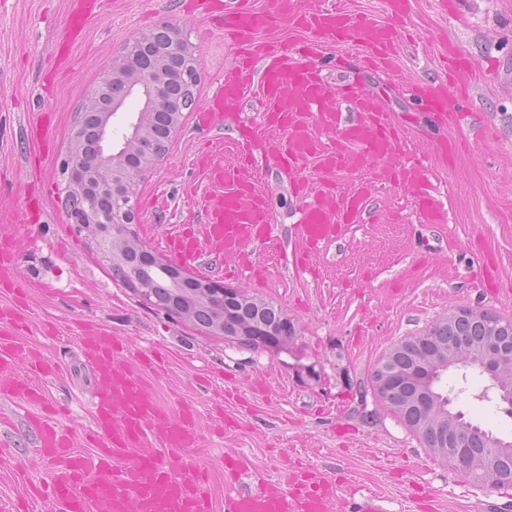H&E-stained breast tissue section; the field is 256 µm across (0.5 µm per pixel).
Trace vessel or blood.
Masks as SVG:
<instances>
[{
  "label": "vessel or blood",
  "mask_w": 512,
  "mask_h": 512,
  "mask_svg": "<svg viewBox=\"0 0 512 512\" xmlns=\"http://www.w3.org/2000/svg\"><path fill=\"white\" fill-rule=\"evenodd\" d=\"M386 4V20L375 21L325 7L322 0H266L262 6L256 0H203V9L217 17L239 55L199 112L198 123L209 129L237 119L238 151L230 163L210 149L196 153L208 187L204 219L201 228L186 224L165 238L176 263L196 262L206 242L223 251L225 274L262 276V268L247 261L249 247L266 244L273 231L268 196L258 186L262 159L289 176L312 160L324 176L300 207L297 267H313L322 247L364 210V188L337 189L330 178L338 172L373 166L379 182L402 180L423 223H445L446 211L433 195L426 168L403 163L400 131L389 113L363 88L325 82L320 60L311 56L315 45L343 44L355 36L367 62L397 77V49L405 36L399 20L408 0ZM97 7V0H68L69 35L81 33ZM284 20L306 36L298 51H290L277 32ZM446 57L448 83L423 87L420 94L444 127L460 123L475 69L457 45H449ZM253 92L265 102L260 122L238 120L242 101ZM341 100L349 104L350 115L338 112ZM30 243L19 225H0V292L11 296L0 306V395L15 400L38 439L35 456L19 462V469L51 470L47 485L28 487L30 497L44 498L51 512H382L376 497L353 501L332 476L300 457L287 479L248 490L239 481L251 462L225 457L224 498L215 502L209 469L188 464L182 455L200 441L194 406L174 410L159 404L123 341L93 322L84 323L77 336L95 382L90 449L75 453L73 434L58 423L44 390L33 382L56 366L25 333L27 287L14 268Z\"/></svg>",
  "instance_id": "vessel-or-blood-1"
}]
</instances>
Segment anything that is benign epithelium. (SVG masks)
<instances>
[{"label": "benign epithelium", "instance_id": "1", "mask_svg": "<svg viewBox=\"0 0 512 512\" xmlns=\"http://www.w3.org/2000/svg\"><path fill=\"white\" fill-rule=\"evenodd\" d=\"M182 56L187 67L182 79L192 83L197 75L195 49L182 37L179 29L168 26V38L148 67L137 64L134 55L124 52L113 61L105 82L89 95L86 109L98 117L96 128L99 145L106 150L105 167L79 164L82 155L83 128L75 127L71 145L61 161V176L68 192L85 201V209L72 218L80 231L94 243L103 246L112 266L126 268L127 286L135 290L152 307L174 312L184 323H193L195 313L203 307H215L235 298L244 300L247 294L238 288H228L201 276L179 271L161 256L147 265L130 262L133 255L146 251L141 244L137 225L138 187L142 178L160 160L154 135L147 116L166 111L171 115L169 136L177 134L182 125L184 107L170 94V85L178 77L170 70V58ZM139 104L135 119L128 122L122 149L137 157V166H127L121 152H107L112 145V119L129 101ZM112 192V210L104 213L95 205L94 196ZM207 336H220L226 341L263 349L277 334L274 324L255 318L247 324L227 323L219 318L202 327ZM412 347L417 353L407 371L391 365L400 348ZM476 364L490 382V388L502 396L512 390V349L495 335L475 345L461 339L451 346H438L423 336L407 337L385 352L373 374V388L380 401L398 418L413 414L417 421L406 426L421 436H431L429 448L439 458L455 453L460 461L467 458V428L443 410L435 386L448 367ZM491 451L486 453L481 483L492 489L512 488V468L500 463L499 444L486 440Z\"/></svg>", "mask_w": 512, "mask_h": 512}]
</instances>
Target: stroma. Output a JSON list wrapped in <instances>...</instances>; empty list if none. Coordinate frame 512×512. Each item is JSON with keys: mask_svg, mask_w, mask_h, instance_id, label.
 Instances as JSON below:
<instances>
[{"mask_svg": "<svg viewBox=\"0 0 512 512\" xmlns=\"http://www.w3.org/2000/svg\"><path fill=\"white\" fill-rule=\"evenodd\" d=\"M66 14L67 0H0V195L14 204L13 213H0V225L16 223L27 199L42 195L33 243L18 258L16 271L20 281L38 285L29 294L30 320H49L58 329L56 338L41 339L40 345L61 374L41 384L50 398L68 405L59 422L75 437L76 451L84 449L94 401L92 375L76 336L91 321L126 338L132 355L163 349L167 366L153 378L155 396L175 408L185 402L196 407L201 442L189 455L213 470L215 497L224 494L226 456L252 459V472L242 478L246 488L261 477H285L292 461L305 457L343 487L354 488L356 497L378 494L384 512H416V497L424 492L433 493L434 512H512V488L472 482L432 457L415 434L359 390L390 346L458 307L512 319V0H465L458 12L443 10L439 0H411L402 21L411 37L398 50L402 78L393 83L359 70L355 42L321 47L328 82H356L390 112L401 130L402 157L422 160L448 221L422 223L402 184L374 183L372 169L337 174L342 189L367 183L371 191L360 222L321 249L317 271L310 274L291 262L301 202L288 176L261 163L259 183L270 197L276 240L248 254L264 267V278H226L208 258L195 272L286 310L298 334L284 352L225 343L151 307L113 278L109 263L77 233L57 197L59 166L79 102L128 38L173 24L196 50L200 79L181 131L139 187L138 232L158 253L160 237L196 223L200 213L188 197L205 188L191 164L201 144L197 113L234 63L236 47L213 23L188 12L185 0H108L72 45L66 71L53 80L48 71L66 37ZM448 41L474 59L476 71L466 119L443 133L414 91L438 83ZM43 112L52 115L53 140L40 157L35 181L26 128ZM481 125L493 129L490 140L475 138L473 130ZM442 133L456 144L455 163L430 149ZM157 194L164 195L165 209H149ZM257 382L263 389L256 394ZM230 383L241 401L223 402ZM487 384L479 370L452 368L444 391L452 411L510 441L512 416L497 396H484ZM219 402L240 417L238 427L221 435L209 430ZM2 410L15 421L14 458L0 461V512H11L14 464L32 454L35 440L22 412L0 397Z\"/></svg>", "mask_w": 512, "mask_h": 512, "instance_id": "obj_1", "label": "stroma"}]
</instances>
